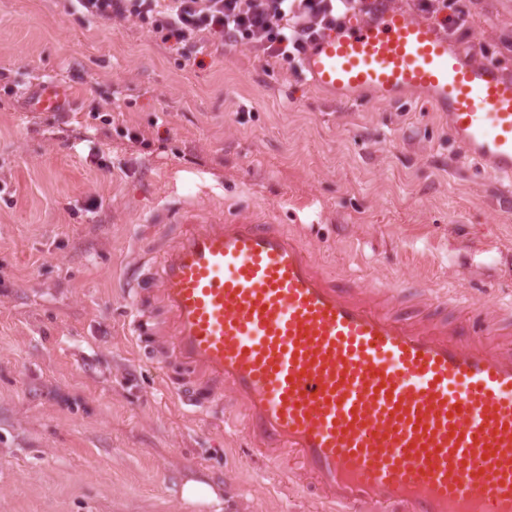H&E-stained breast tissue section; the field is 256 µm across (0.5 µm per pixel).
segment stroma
I'll list each match as a JSON object with an SVG mask.
<instances>
[{
	"label": "stroma",
	"mask_w": 512,
	"mask_h": 512,
	"mask_svg": "<svg viewBox=\"0 0 512 512\" xmlns=\"http://www.w3.org/2000/svg\"><path fill=\"white\" fill-rule=\"evenodd\" d=\"M448 12L467 15L448 29L466 55L512 75V0ZM49 79L68 112L30 108ZM187 210L302 224L334 268L512 309V180L426 102L334 103L244 45L187 58L133 18L0 0V512H315L174 407L183 370L130 334L113 282ZM189 480L216 500L185 502Z\"/></svg>",
	"instance_id": "obj_1"
}]
</instances>
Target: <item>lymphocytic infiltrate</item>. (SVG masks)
<instances>
[{
  "instance_id": "obj_1",
  "label": "lymphocytic infiltrate",
  "mask_w": 512,
  "mask_h": 512,
  "mask_svg": "<svg viewBox=\"0 0 512 512\" xmlns=\"http://www.w3.org/2000/svg\"><path fill=\"white\" fill-rule=\"evenodd\" d=\"M72 12L109 20L134 18L178 49L208 34L225 45L299 62L307 46L370 0H68Z\"/></svg>"
}]
</instances>
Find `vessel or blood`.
<instances>
[{"mask_svg":"<svg viewBox=\"0 0 512 512\" xmlns=\"http://www.w3.org/2000/svg\"><path fill=\"white\" fill-rule=\"evenodd\" d=\"M328 99L422 93L463 156L512 178V75L384 0L303 54ZM64 85L32 92L67 107ZM179 231L128 268L186 376L170 394L209 413L232 398L249 453L292 458L319 512H512V315L487 320L462 292L332 272L282 224L223 218Z\"/></svg>","mask_w":512,"mask_h":512,"instance_id":"b4317fda","label":"vessel or blood"}]
</instances>
